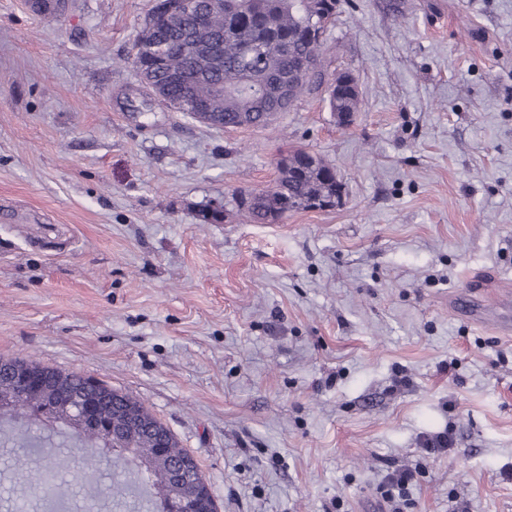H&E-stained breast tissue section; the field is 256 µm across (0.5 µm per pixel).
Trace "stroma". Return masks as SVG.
<instances>
[{"label":"stroma","instance_id":"35a3bbf8","mask_svg":"<svg viewBox=\"0 0 512 512\" xmlns=\"http://www.w3.org/2000/svg\"><path fill=\"white\" fill-rule=\"evenodd\" d=\"M152 5L0 0V358L135 395L218 512H362L402 467L406 512H512V337L448 304L475 273L512 286V0H340L322 58L357 81L354 124L309 96L237 130L140 83ZM297 149L341 205L249 223L238 192ZM15 454L0 512H55ZM114 469L59 477L69 512H113Z\"/></svg>","mask_w":512,"mask_h":512}]
</instances>
